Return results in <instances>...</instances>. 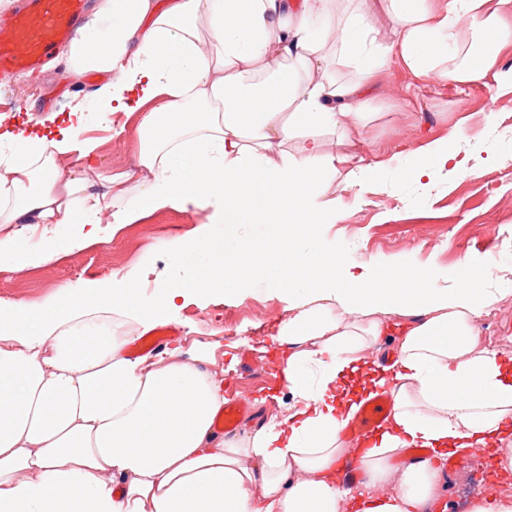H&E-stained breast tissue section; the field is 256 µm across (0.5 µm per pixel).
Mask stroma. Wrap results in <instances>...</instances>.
<instances>
[{
	"label": "stroma",
	"instance_id": "obj_1",
	"mask_svg": "<svg viewBox=\"0 0 512 512\" xmlns=\"http://www.w3.org/2000/svg\"><path fill=\"white\" fill-rule=\"evenodd\" d=\"M9 88L16 90L20 107L0 128L33 131L43 110L56 111L58 120L66 121L76 103L97 98L100 86L57 61L31 76L0 78V91ZM369 110L371 118L358 136L342 143L327 139L325 150L339 163L324 197L343 198L347 207L341 221L316 226V238L361 262L406 261L420 272L457 271L468 258L479 257L494 270L491 287H502L504 276L512 274V90L491 77L445 84L417 79L393 60L376 76ZM140 121V113L119 112L111 127L83 130V137L97 144L95 173L109 177L135 166L143 146ZM460 121L466 133L457 148L467 172L438 171L423 185L391 170L363 190L346 181L359 161H386L404 149L427 145ZM204 219V211L169 205L52 262L21 273L0 267V307L37 304L58 288L111 279L149 257L158 273L170 272L164 244L187 237ZM286 307L281 295L265 290L238 298L220 292L193 297L166 321L171 336L160 340L152 331L137 333L129 348L143 356L154 343L163 350L178 346L185 358L212 361L215 370L223 371L229 391L249 406L233 430L244 437L291 401L276 379L280 351L271 345ZM493 310L477 321L479 335L512 360V292Z\"/></svg>",
	"mask_w": 512,
	"mask_h": 512
}]
</instances>
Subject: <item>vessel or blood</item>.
I'll return each mask as SVG.
<instances>
[{
	"label": "vessel or blood",
	"instance_id": "vessel-or-blood-1",
	"mask_svg": "<svg viewBox=\"0 0 512 512\" xmlns=\"http://www.w3.org/2000/svg\"><path fill=\"white\" fill-rule=\"evenodd\" d=\"M86 10L87 0H17L0 21V77L32 73L52 60L58 47L75 35ZM390 409L386 396L367 400L352 424L353 436L370 440Z\"/></svg>",
	"mask_w": 512,
	"mask_h": 512
}]
</instances>
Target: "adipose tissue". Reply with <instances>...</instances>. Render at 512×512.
<instances>
[{"label": "adipose tissue", "instance_id": "adipose-tissue-1", "mask_svg": "<svg viewBox=\"0 0 512 512\" xmlns=\"http://www.w3.org/2000/svg\"><path fill=\"white\" fill-rule=\"evenodd\" d=\"M511 4L96 0L68 57L74 74L105 75L101 95L50 133L0 135V227H49L34 247L0 236V267L96 242L106 211L115 232L167 205L210 215L165 245L170 263L192 273L161 283L152 303L137 294L148 261L34 307L0 308V512H437L445 456L479 446L512 471V366L476 331L497 300L491 266L470 260V278L423 277L402 261L374 269L302 244L343 210L322 198L337 174L323 136L361 129L389 58L417 78L482 79L512 44ZM336 63L354 80L336 81ZM155 99L138 163L122 175L137 184L124 206L112 205L113 178L60 172L57 156L92 157L80 136L88 124ZM462 136L455 127L406 152L399 171L423 182L464 170ZM254 225L264 242L248 236ZM259 284L288 301L276 339L293 403L243 440L215 431L222 378L178 349L130 356L128 334L98 321L111 309L146 332L210 288L240 296ZM392 316L397 359L373 383L392 408L372 447L352 448L342 432L360 404L338 401V379ZM348 460L360 480L344 481Z\"/></svg>", "mask_w": 512, "mask_h": 512}]
</instances>
